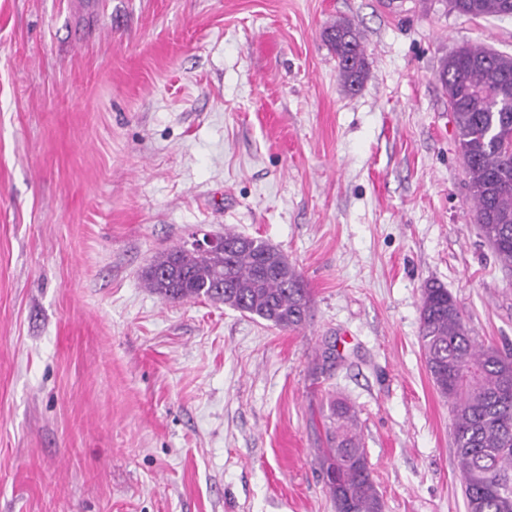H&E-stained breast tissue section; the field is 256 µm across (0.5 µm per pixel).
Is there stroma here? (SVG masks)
Wrapping results in <instances>:
<instances>
[{"label": "stroma", "instance_id": "obj_1", "mask_svg": "<svg viewBox=\"0 0 512 512\" xmlns=\"http://www.w3.org/2000/svg\"><path fill=\"white\" fill-rule=\"evenodd\" d=\"M359 30L355 91L323 37ZM511 17L445 0H0V512H336L317 450L354 406L382 512H465L421 290L512 349L448 99ZM268 241L304 329L170 303L193 232Z\"/></svg>", "mask_w": 512, "mask_h": 512}]
</instances>
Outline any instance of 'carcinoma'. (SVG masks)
Masks as SVG:
<instances>
[{
  "instance_id": "obj_1",
  "label": "carcinoma",
  "mask_w": 512,
  "mask_h": 512,
  "mask_svg": "<svg viewBox=\"0 0 512 512\" xmlns=\"http://www.w3.org/2000/svg\"><path fill=\"white\" fill-rule=\"evenodd\" d=\"M458 14L512 17V0H448ZM324 37L338 75L354 91L366 74L359 32L348 21ZM439 81L456 126L474 221L503 267L512 270V56L480 45L459 47L442 62ZM224 249L171 248L147 267V287L170 302H220L283 330L303 328L310 294L288 258L267 241L232 231ZM426 369L453 416V445L465 512H512V352L479 345L448 289L427 284L420 307ZM322 466L336 512H381L353 406L329 403Z\"/></svg>"
}]
</instances>
